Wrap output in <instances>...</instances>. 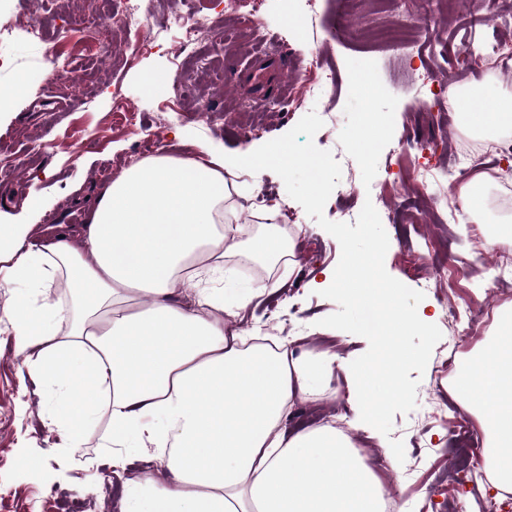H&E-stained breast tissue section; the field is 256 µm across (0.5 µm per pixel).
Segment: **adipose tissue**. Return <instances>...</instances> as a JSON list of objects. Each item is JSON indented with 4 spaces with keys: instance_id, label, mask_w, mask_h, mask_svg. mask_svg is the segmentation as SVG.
Returning <instances> with one entry per match:
<instances>
[{
    "instance_id": "adipose-tissue-1",
    "label": "adipose tissue",
    "mask_w": 512,
    "mask_h": 512,
    "mask_svg": "<svg viewBox=\"0 0 512 512\" xmlns=\"http://www.w3.org/2000/svg\"><path fill=\"white\" fill-rule=\"evenodd\" d=\"M448 106L471 130L512 129L511 96L487 98L477 112L452 93ZM223 170L220 156L145 159L104 189L73 242L0 224V288L11 292L0 323L21 368L53 393L68 446L105 416L113 468L139 454L165 462L163 486L146 474L124 482L122 512H384L387 490L347 434L283 427L295 400L328 391L347 359L328 349L295 356L284 341L251 346L224 323L285 285L226 279L229 255L298 261L278 225L238 241L224 221ZM188 284L192 299L180 302ZM308 285L378 309L382 342L353 370L362 386L383 379L402 392L403 370L422 353L401 338L424 312L404 310L370 258L323 269ZM140 291L152 295L144 309L134 303ZM453 390L482 417L492 486L511 491L512 324L468 357Z\"/></svg>"
}]
</instances>
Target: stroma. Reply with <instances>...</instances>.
Instances as JSON below:
<instances>
[{"label": "stroma", "instance_id": "stroma-1", "mask_svg": "<svg viewBox=\"0 0 512 512\" xmlns=\"http://www.w3.org/2000/svg\"><path fill=\"white\" fill-rule=\"evenodd\" d=\"M195 7L203 13L222 12L224 32L234 40L230 48L221 42L209 45L211 82L199 81L192 65L174 71L171 59L181 41L174 18L180 3L156 0L145 29L154 37V47L144 50L128 37L117 38L114 58L103 59L95 71L96 96L89 109L69 111L71 92L60 83L48 90L26 86L0 110V150L13 153L19 165L12 178L0 179V219L72 236L109 184L103 169L118 174L129 168L145 135H159L162 156L198 159L204 145L234 155L285 134L309 112L325 113L314 142L333 154L342 175L324 215L348 223L365 201H372L389 237L387 272L424 294L421 305L428 321L407 331L403 342L414 349L428 347L429 354L408 367L404 390L395 397H384L378 384L358 387L344 371H337L332 392L296 400L285 424L295 429L303 422L341 419L360 454L383 476L388 490L399 494L402 512H476L477 498L459 486V467L442 453L449 445L443 432L454 416L448 406L454 397L452 381L438 379L436 371L448 342L444 311L446 305L476 299L493 314L512 309V299L494 295L487 277L474 273L475 254L463 217L447 212L439 218L423 207L413 232L403 214L414 206L410 193L418 182H425L430 198L447 193L444 174L452 169L453 144L467 136L448 118L447 94L426 95L427 73L444 74L456 65L465 86L512 95V27L490 23L470 34L471 7L463 0H401L392 11L375 9L372 0H195ZM70 11L66 0H5L0 5V17L6 19L37 13L50 33L69 20ZM402 12L432 14L434 35L413 31L408 49L335 37L345 18L363 27L389 26ZM269 37L280 39L281 48L266 45ZM465 41L470 49L462 58L458 49ZM50 48L47 42L30 43L18 29L1 39L0 89L12 88L20 76L45 70ZM349 57L376 61L384 86L399 99L393 138L368 186L338 139L346 123ZM330 72L337 86L332 98L315 91ZM153 73L177 75L179 83L147 91L143 79ZM422 96L427 106H419ZM119 97L141 109L143 128L112 121ZM287 97L294 100L290 112L277 106ZM177 130L182 133L178 139L173 136ZM409 141L435 145L436 151L406 156ZM34 144L39 150L32 156L28 150ZM224 179L232 194L228 222L245 225L250 233L262 228L256 213L263 191L269 190L288 204L286 211L276 213L275 223L302 227L292 238L300 266L287 288L229 318V325L257 329L262 337H297L299 353L332 349L353 361L367 356L377 338L353 325L346 297L307 285L321 269L337 265L338 241L290 200L274 172L258 175L235 168L225 172ZM443 245L461 271L451 285L435 281L423 265L424 257ZM21 363L12 337L0 334V512H59L63 495L80 496L84 512H122L120 484L106 482L112 463L100 456V429L89 430L78 447H61L53 422L54 401L21 372ZM379 399L384 408L377 422L365 427L354 423L356 407ZM388 446L403 449L399 465L386 457ZM23 453L37 457L38 467L22 468L18 457Z\"/></svg>", "mask_w": 512, "mask_h": 512}]
</instances>
